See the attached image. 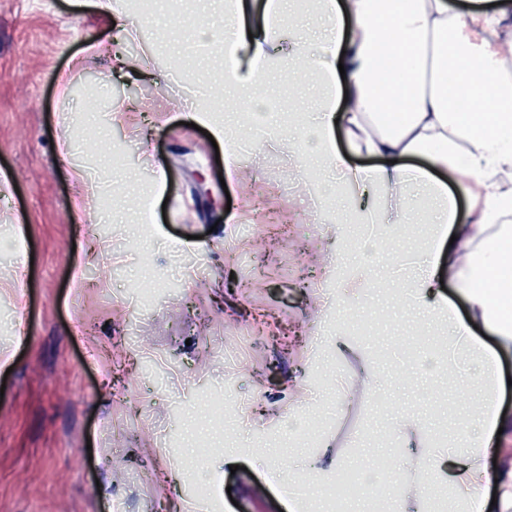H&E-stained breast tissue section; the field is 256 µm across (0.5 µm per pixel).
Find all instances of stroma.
<instances>
[{
  "label": "stroma",
  "mask_w": 512,
  "mask_h": 512,
  "mask_svg": "<svg viewBox=\"0 0 512 512\" xmlns=\"http://www.w3.org/2000/svg\"><path fill=\"white\" fill-rule=\"evenodd\" d=\"M95 0H0V512H160V471L198 445L227 494H209L188 469L179 512H287L266 479L287 465L305 485L324 482L306 459L329 442L345 465L377 458L397 491L414 456L392 428L419 414L434 454H448L467 406L444 375L422 373L442 352L444 326L390 299L392 266L365 260L363 227L333 179L301 168L298 113L317 111L324 87L278 97L272 122L290 148L239 152L226 172L215 149L174 110L205 97L199 76L222 56L189 34L196 18L224 22L222 0H165L140 36L113 30ZM171 69V83L114 74L94 44ZM144 110L112 126L90 101ZM162 164L166 183L152 196ZM84 168L103 213L90 238L73 205L72 166ZM343 223L342 239L329 232ZM332 258L331 273L323 261ZM369 289L365 331L337 309L353 284ZM319 332L318 343L308 341ZM342 333L364 359L335 352ZM376 389H355L366 373ZM413 386H401L403 376ZM223 399L222 424L198 403ZM112 474L111 495L88 485Z\"/></svg>",
  "instance_id": "35a3bbf8"
}]
</instances>
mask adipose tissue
<instances>
[{"label": "adipose tissue", "mask_w": 512, "mask_h": 512, "mask_svg": "<svg viewBox=\"0 0 512 512\" xmlns=\"http://www.w3.org/2000/svg\"><path fill=\"white\" fill-rule=\"evenodd\" d=\"M285 2L267 0L253 26L238 21L237 0L224 4L220 45L248 56L247 77H224L247 106L241 124L254 144L271 141L251 121L263 106L257 89L277 77V65L307 61L327 87L317 117L299 118L313 141L308 167L339 174L349 199L374 198L365 247L386 250L392 214L409 215L429 200V240L398 299L441 317L442 365L468 361L485 385L457 433L461 467L452 482L461 512H484L492 480L485 461L501 453L498 431L512 432L496 402L497 354L472 331L482 323L512 348V0H317V18L291 30L282 27ZM355 157L373 164L353 166ZM447 284L465 296L468 317L449 305ZM394 432L415 447L417 468L435 483L446 459L426 451L428 434L414 413L399 417Z\"/></svg>", "instance_id": "adipose-tissue-1"}]
</instances>
